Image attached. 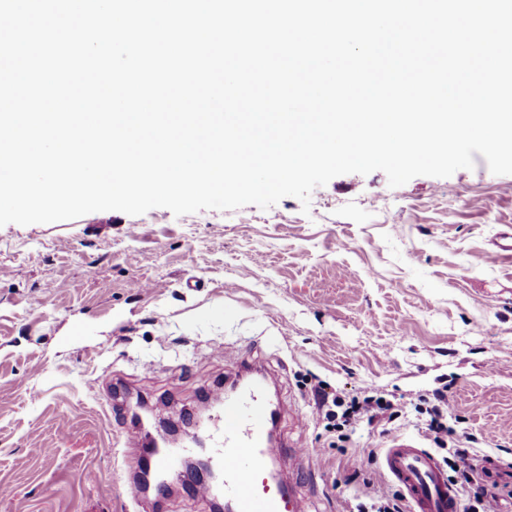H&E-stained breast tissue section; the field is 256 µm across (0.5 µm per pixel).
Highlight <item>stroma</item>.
<instances>
[{
	"label": "stroma",
	"instance_id": "1",
	"mask_svg": "<svg viewBox=\"0 0 512 512\" xmlns=\"http://www.w3.org/2000/svg\"><path fill=\"white\" fill-rule=\"evenodd\" d=\"M474 161L398 188L381 171L340 175L306 206L0 226V512H135L133 410L115 392L165 419L195 413L237 355L266 367L278 439L309 451L282 462L304 512L393 488L380 458L347 459L396 436L430 448L414 406L443 387L449 426L473 439L458 471L491 461L479 474L512 512V252L487 259L512 233V175ZM317 383L378 388L402 413L336 447Z\"/></svg>",
	"mask_w": 512,
	"mask_h": 512
}]
</instances>
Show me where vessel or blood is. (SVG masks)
<instances>
[{
    "label": "vessel or blood",
    "instance_id": "1",
    "mask_svg": "<svg viewBox=\"0 0 512 512\" xmlns=\"http://www.w3.org/2000/svg\"><path fill=\"white\" fill-rule=\"evenodd\" d=\"M218 407L209 438L211 467L222 473L223 486L199 479L194 493L205 499L223 497L232 512H301L294 494L284 492L276 470L285 457L302 458L301 448H285L270 431L277 410L266 399L260 383L253 382L227 395L214 390ZM126 447L136 449L138 465L158 480L180 474L185 450L152 448L141 428L130 429ZM387 473L403 486L411 512H459V499L438 459L415 440L397 437L382 458Z\"/></svg>",
    "mask_w": 512,
    "mask_h": 512
}]
</instances>
